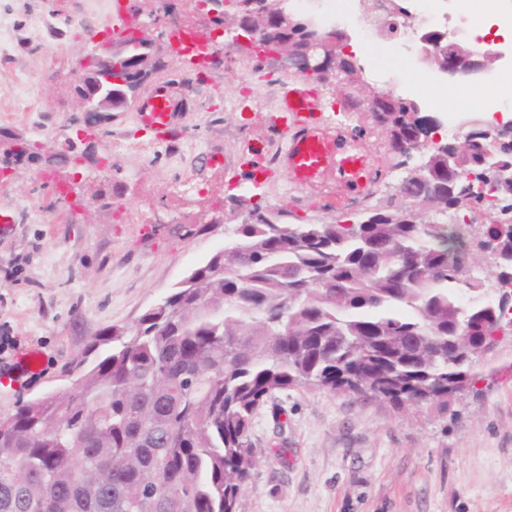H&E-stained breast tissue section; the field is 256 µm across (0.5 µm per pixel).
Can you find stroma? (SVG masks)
Here are the masks:
<instances>
[{"mask_svg":"<svg viewBox=\"0 0 512 512\" xmlns=\"http://www.w3.org/2000/svg\"><path fill=\"white\" fill-rule=\"evenodd\" d=\"M143 0H0L17 28L0 54V130L34 146L35 157L0 180V210L12 215L0 233V414L16 402L62 392L79 375L75 364L107 327L130 326L187 272L223 248L225 217L235 200L293 210L299 223L333 222L324 198L329 181L294 205L286 176L254 184L253 157L269 158L266 117L278 90L260 81L249 47L216 50L206 70L166 49L163 69L147 87L172 86L185 107L178 146L155 141L133 107L88 126L70 87L84 58L116 17L159 33ZM37 80L36 109L15 111L25 78ZM349 119L387 178L363 198L371 207L394 195L420 151L400 156L368 112ZM86 155L80 170L64 157L66 142ZM222 151L229 163L214 162ZM73 191L56 200L51 184ZM38 350V370L14 368ZM478 393L447 408L396 409L345 392L291 388L258 407L249 439L258 463L237 512H512V369L479 383Z\"/></svg>","mask_w":512,"mask_h":512,"instance_id":"obj_1","label":"stroma"}]
</instances>
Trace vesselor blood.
<instances>
[{
    "instance_id": "1",
    "label": "vessel or blood",
    "mask_w": 512,
    "mask_h": 512,
    "mask_svg": "<svg viewBox=\"0 0 512 512\" xmlns=\"http://www.w3.org/2000/svg\"><path fill=\"white\" fill-rule=\"evenodd\" d=\"M281 93L269 130L276 143L275 169L292 189L302 190L333 180L366 194L377 183L359 138L336 122L319 89L304 77H282ZM142 125L159 139L174 135L177 105L167 87H154L137 107Z\"/></svg>"
}]
</instances>
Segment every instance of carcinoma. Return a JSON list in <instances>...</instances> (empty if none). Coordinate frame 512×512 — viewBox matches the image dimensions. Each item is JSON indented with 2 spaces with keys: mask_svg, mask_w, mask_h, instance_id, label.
<instances>
[{
  "mask_svg": "<svg viewBox=\"0 0 512 512\" xmlns=\"http://www.w3.org/2000/svg\"><path fill=\"white\" fill-rule=\"evenodd\" d=\"M234 11L262 29L258 49L308 55L333 29L261 0ZM112 51L130 96L161 64V49ZM395 121H424L417 104L389 96ZM469 129L450 184L408 176L399 196L452 224H423L393 198L345 224H289L286 209L248 206L231 240L149 306L112 326L78 362L64 394L44 393L0 415V512H236L256 467L249 430L257 408L294 387L365 400L448 407L499 370L478 327L512 338L492 285L512 283L493 254L512 255L494 218L474 230L462 200L467 176L512 166V150ZM490 277L470 274L476 259Z\"/></svg>",
  "mask_w": 512,
  "mask_h": 512,
  "instance_id": "cac0c4a2",
  "label": "carcinoma"
}]
</instances>
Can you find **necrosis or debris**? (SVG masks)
<instances>
[{
	"mask_svg": "<svg viewBox=\"0 0 512 512\" xmlns=\"http://www.w3.org/2000/svg\"><path fill=\"white\" fill-rule=\"evenodd\" d=\"M465 0H287L289 9L308 13L323 26L354 32L371 46L410 58L418 51L422 31L433 28L448 36H470L475 50L486 49L487 37L477 34L479 23L512 26V16L498 14L496 6L484 11L465 8ZM502 55L499 76L512 75V41L494 43Z\"/></svg>",
	"mask_w": 512,
	"mask_h": 512,
	"instance_id": "necrosis-or-debris-1",
	"label": "necrosis or debris"
}]
</instances>
